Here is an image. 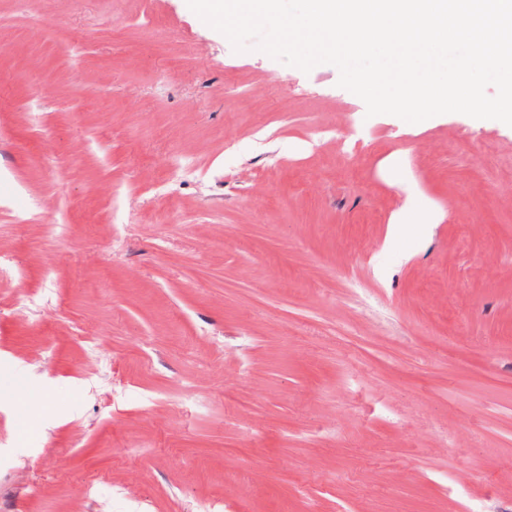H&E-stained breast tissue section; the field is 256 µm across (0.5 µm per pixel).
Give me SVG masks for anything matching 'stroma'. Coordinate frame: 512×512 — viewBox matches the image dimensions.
<instances>
[{
    "instance_id": "35a3bbf8",
    "label": "stroma",
    "mask_w": 512,
    "mask_h": 512,
    "mask_svg": "<svg viewBox=\"0 0 512 512\" xmlns=\"http://www.w3.org/2000/svg\"><path fill=\"white\" fill-rule=\"evenodd\" d=\"M338 79L0 0V512H512V126Z\"/></svg>"
}]
</instances>
